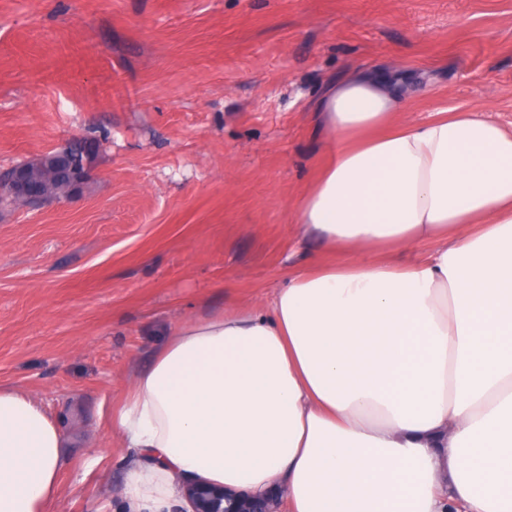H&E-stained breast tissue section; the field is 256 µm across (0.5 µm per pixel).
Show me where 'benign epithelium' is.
I'll use <instances>...</instances> for the list:
<instances>
[{
    "label": "benign epithelium",
    "mask_w": 512,
    "mask_h": 512,
    "mask_svg": "<svg viewBox=\"0 0 512 512\" xmlns=\"http://www.w3.org/2000/svg\"><path fill=\"white\" fill-rule=\"evenodd\" d=\"M94 162L92 146L77 140L38 156L30 167L12 168L8 180V192L13 199L11 206H47L61 202L52 193L50 181L36 175L38 170H49V177L68 181L73 193H78L91 175ZM184 493L192 512H281L282 509V500L277 495L233 493L204 482L188 485Z\"/></svg>",
    "instance_id": "obj_1"
}]
</instances>
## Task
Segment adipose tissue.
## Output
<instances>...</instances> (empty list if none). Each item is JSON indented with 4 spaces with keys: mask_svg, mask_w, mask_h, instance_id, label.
Masks as SVG:
<instances>
[{
    "mask_svg": "<svg viewBox=\"0 0 512 512\" xmlns=\"http://www.w3.org/2000/svg\"><path fill=\"white\" fill-rule=\"evenodd\" d=\"M405 110L367 72L327 88L330 156L295 222L339 259L289 274L269 313L180 324L135 374L112 416L132 512L196 479L278 487L289 512H512V131ZM68 446L0 386V512H50Z\"/></svg>",
    "mask_w": 512,
    "mask_h": 512,
    "instance_id": "obj_1",
    "label": "adipose tissue"
}]
</instances>
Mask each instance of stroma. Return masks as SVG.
<instances>
[{
    "label": "stroma",
    "instance_id": "1",
    "mask_svg": "<svg viewBox=\"0 0 512 512\" xmlns=\"http://www.w3.org/2000/svg\"><path fill=\"white\" fill-rule=\"evenodd\" d=\"M406 116L512 124V0H0V170L81 137L77 198L0 214V385L71 442L52 512H126L112 413L181 323L267 307L330 259L293 210L314 111L354 71Z\"/></svg>",
    "mask_w": 512,
    "mask_h": 512
}]
</instances>
